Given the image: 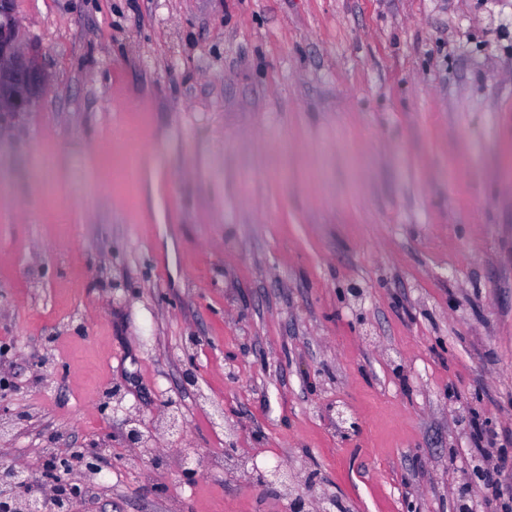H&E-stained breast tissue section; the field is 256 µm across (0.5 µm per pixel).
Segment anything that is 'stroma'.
Listing matches in <instances>:
<instances>
[{
  "mask_svg": "<svg viewBox=\"0 0 512 512\" xmlns=\"http://www.w3.org/2000/svg\"><path fill=\"white\" fill-rule=\"evenodd\" d=\"M0 466L78 512H493L512 455V0H13ZM195 367L197 383L182 373ZM120 387L122 410L106 391ZM182 438L127 447L166 402ZM344 410L356 437L336 428ZM234 447L233 457L224 450ZM12 2L0 1V119L2 114L23 109L45 81L36 57L17 48ZM124 442L130 448H146L152 439V435H145L141 429L140 419L132 412H127L124 419ZM57 487V492L54 495L52 502V510L54 512H74V505L82 500L84 488L81 484L65 483L58 481L56 477H50Z\"/></svg>",
  "mask_w": 512,
  "mask_h": 512,
  "instance_id": "stroma-1",
  "label": "stroma"
}]
</instances>
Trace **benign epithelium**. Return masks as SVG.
<instances>
[{
	"instance_id": "benign-epithelium-1",
	"label": "benign epithelium",
	"mask_w": 512,
	"mask_h": 512,
	"mask_svg": "<svg viewBox=\"0 0 512 512\" xmlns=\"http://www.w3.org/2000/svg\"><path fill=\"white\" fill-rule=\"evenodd\" d=\"M12 0H0V115L18 112L44 84L45 77L33 55H25L17 48L18 32L11 15ZM124 442L130 448H146L152 436L144 434L140 419L127 412L124 419ZM182 415L167 404L159 422V430L171 435L183 434ZM84 488L80 484L57 482L52 512H74V505L82 500ZM0 512H41L30 498L22 494L15 473L0 468Z\"/></svg>"
}]
</instances>
